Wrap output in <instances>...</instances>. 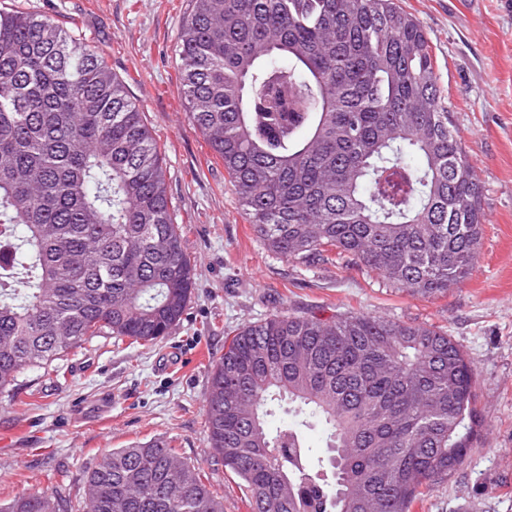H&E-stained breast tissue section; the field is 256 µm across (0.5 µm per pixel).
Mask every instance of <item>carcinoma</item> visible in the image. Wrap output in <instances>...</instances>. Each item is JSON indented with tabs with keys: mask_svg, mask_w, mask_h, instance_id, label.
<instances>
[{
	"mask_svg": "<svg viewBox=\"0 0 512 512\" xmlns=\"http://www.w3.org/2000/svg\"><path fill=\"white\" fill-rule=\"evenodd\" d=\"M189 120L247 221L287 260L350 258L422 297L466 280L482 188L431 46L399 0H190ZM420 160L413 167L409 160ZM164 159L125 82L54 20L0 9V394L98 336L152 345L195 287ZM293 423L268 417L283 401ZM207 447L249 512H412L478 431L448 333L363 313L276 312L224 341ZM326 432L304 444L311 419ZM84 512H224L171 441L104 453ZM47 490L0 512H61Z\"/></svg>",
	"mask_w": 512,
	"mask_h": 512,
	"instance_id": "1",
	"label": "carcinoma"
}]
</instances>
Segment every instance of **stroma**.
<instances>
[{"instance_id": "1", "label": "stroma", "mask_w": 512, "mask_h": 512, "mask_svg": "<svg viewBox=\"0 0 512 512\" xmlns=\"http://www.w3.org/2000/svg\"><path fill=\"white\" fill-rule=\"evenodd\" d=\"M425 31L458 137L483 189L478 261L448 294L392 288L348 258L306 264L271 252L242 214L221 160L188 120L176 42L190 0H0L71 27L98 46L152 128L196 284L183 321L158 345L96 338L62 377L26 373L0 397V503L53 490L83 512L86 474L115 448L164 437L248 512L238 478L205 446L208 369L227 332L276 311L349 310L447 331L475 372L482 425L465 463L413 512H512V0H400Z\"/></svg>"}]
</instances>
